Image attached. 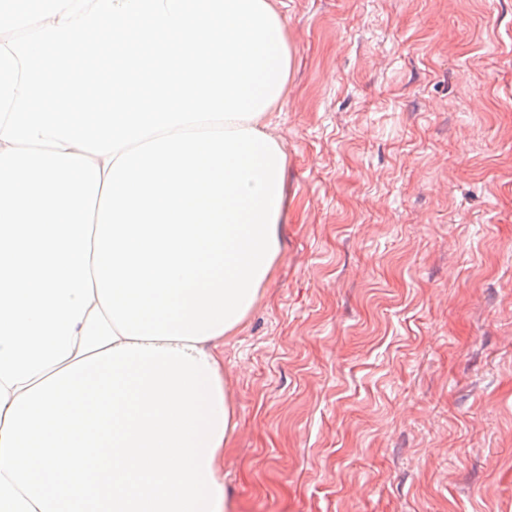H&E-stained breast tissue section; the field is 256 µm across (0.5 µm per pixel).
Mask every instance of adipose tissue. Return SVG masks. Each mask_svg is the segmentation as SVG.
Returning a JSON list of instances; mask_svg holds the SVG:
<instances>
[{"mask_svg":"<svg viewBox=\"0 0 512 512\" xmlns=\"http://www.w3.org/2000/svg\"><path fill=\"white\" fill-rule=\"evenodd\" d=\"M68 359L0 381V512H231L223 336L125 338L93 301Z\"/></svg>","mask_w":512,"mask_h":512,"instance_id":"adipose-tissue-1","label":"adipose tissue"}]
</instances>
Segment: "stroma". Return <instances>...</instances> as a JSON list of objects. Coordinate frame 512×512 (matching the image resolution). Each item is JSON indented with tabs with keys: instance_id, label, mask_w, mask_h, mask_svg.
I'll list each match as a JSON object with an SVG mask.
<instances>
[{
	"instance_id": "stroma-1",
	"label": "stroma",
	"mask_w": 512,
	"mask_h": 512,
	"mask_svg": "<svg viewBox=\"0 0 512 512\" xmlns=\"http://www.w3.org/2000/svg\"><path fill=\"white\" fill-rule=\"evenodd\" d=\"M285 251L224 340L238 512H512V0H283Z\"/></svg>"
}]
</instances>
